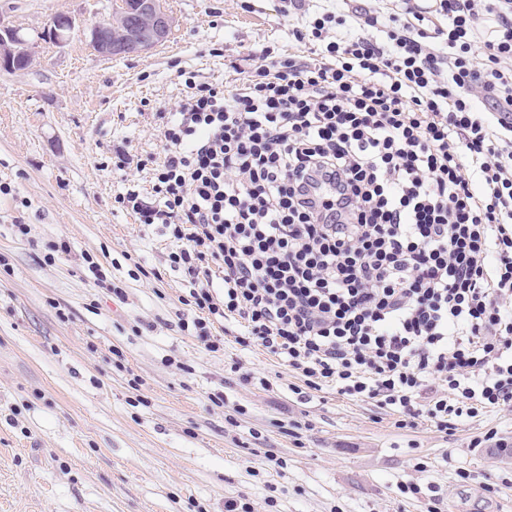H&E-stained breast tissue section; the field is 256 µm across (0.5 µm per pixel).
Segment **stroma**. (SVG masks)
Instances as JSON below:
<instances>
[{"label": "stroma", "mask_w": 512, "mask_h": 512, "mask_svg": "<svg viewBox=\"0 0 512 512\" xmlns=\"http://www.w3.org/2000/svg\"><path fill=\"white\" fill-rule=\"evenodd\" d=\"M165 6L166 42L107 60L89 31L112 0H0V24L33 51L29 67L0 68V512H224L230 499L252 512H425L431 497L438 512H512V409L450 434L400 429L331 390L299 402L300 376L263 348L228 336L211 352L180 331L189 284L169 268L173 242L114 201L150 174L112 158L158 155L153 114L175 107L184 73L231 83L262 48L311 51L289 34L306 16L282 0ZM57 14L76 22L61 46L42 37Z\"/></svg>", "instance_id": "obj_1"}]
</instances>
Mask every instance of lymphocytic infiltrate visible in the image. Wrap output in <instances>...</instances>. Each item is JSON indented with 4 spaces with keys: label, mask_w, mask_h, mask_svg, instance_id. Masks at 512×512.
Instances as JSON below:
<instances>
[{
    "label": "lymphocytic infiltrate",
    "mask_w": 512,
    "mask_h": 512,
    "mask_svg": "<svg viewBox=\"0 0 512 512\" xmlns=\"http://www.w3.org/2000/svg\"><path fill=\"white\" fill-rule=\"evenodd\" d=\"M315 6L227 87L189 74L158 112L152 190L116 203L161 225L190 284L181 331L236 322L297 371L449 433L512 407V0ZM222 295H214V272Z\"/></svg>",
    "instance_id": "1"
}]
</instances>
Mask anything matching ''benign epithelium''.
Listing matches in <instances>:
<instances>
[{
	"mask_svg": "<svg viewBox=\"0 0 512 512\" xmlns=\"http://www.w3.org/2000/svg\"><path fill=\"white\" fill-rule=\"evenodd\" d=\"M122 19L125 31L118 39L105 38L101 27L91 29V43L98 55L105 59L145 53L163 43L174 25V18L167 13L163 0H131L124 7ZM74 29V21L67 15L54 16L44 37L61 45ZM33 60L32 51L19 31L0 25V65L14 69L27 67Z\"/></svg>",
	"mask_w": 512,
	"mask_h": 512,
	"instance_id": "benign-epithelium-1",
	"label": "benign epithelium"
}]
</instances>
